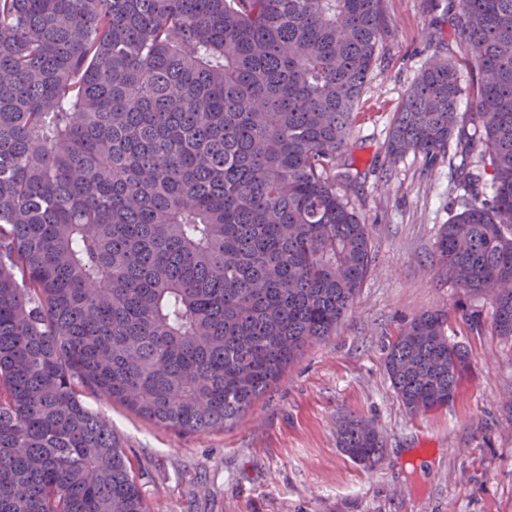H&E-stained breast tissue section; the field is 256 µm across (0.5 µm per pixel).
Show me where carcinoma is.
Masks as SVG:
<instances>
[{
	"label": "carcinoma",
	"mask_w": 512,
	"mask_h": 512,
	"mask_svg": "<svg viewBox=\"0 0 512 512\" xmlns=\"http://www.w3.org/2000/svg\"><path fill=\"white\" fill-rule=\"evenodd\" d=\"M386 0H0V512H148L119 438L82 386L178 433L242 420L336 333L371 262L336 192ZM480 77L442 273L494 301L512 338V0H448ZM464 89L435 61L402 100L395 163L448 148ZM448 313L387 349L417 414L454 399L468 352ZM372 469L383 440L340 420Z\"/></svg>",
	"instance_id": "carcinoma-1"
}]
</instances>
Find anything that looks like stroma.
<instances>
[{"label":"stroma","mask_w":512,"mask_h":512,"mask_svg":"<svg viewBox=\"0 0 512 512\" xmlns=\"http://www.w3.org/2000/svg\"><path fill=\"white\" fill-rule=\"evenodd\" d=\"M445 3L386 0L392 35L345 153L357 177L336 185L368 226L371 265L335 335L306 346L221 431L180 435L85 394L140 468L150 512H512V340L493 333L490 296L467 293L436 265L439 228L469 202L462 174L482 172L480 152L454 137L432 165L413 153L384 158L394 115L426 66L452 60L466 87L478 77ZM437 308L469 365L453 402L413 415L390 385L385 350L407 320ZM346 415L380 433L374 469L338 448Z\"/></svg>","instance_id":"obj_1"}]
</instances>
